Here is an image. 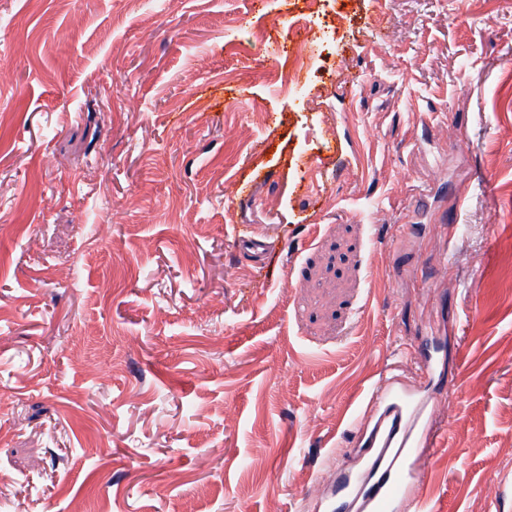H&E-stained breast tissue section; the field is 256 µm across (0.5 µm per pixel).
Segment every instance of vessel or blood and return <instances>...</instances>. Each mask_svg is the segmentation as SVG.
I'll return each instance as SVG.
<instances>
[{
	"instance_id": "1",
	"label": "vessel or blood",
	"mask_w": 512,
	"mask_h": 512,
	"mask_svg": "<svg viewBox=\"0 0 512 512\" xmlns=\"http://www.w3.org/2000/svg\"><path fill=\"white\" fill-rule=\"evenodd\" d=\"M368 403L376 422L359 466L319 477L314 498L321 512H396L404 501L413 512H427L419 492L423 476L413 469L414 459L431 445L421 407L410 393L384 381L373 387Z\"/></svg>"
}]
</instances>
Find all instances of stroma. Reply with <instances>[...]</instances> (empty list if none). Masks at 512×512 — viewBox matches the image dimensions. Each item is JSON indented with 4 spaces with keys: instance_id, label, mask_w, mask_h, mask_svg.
Segmentation results:
<instances>
[{
    "instance_id": "1",
    "label": "stroma",
    "mask_w": 512,
    "mask_h": 512,
    "mask_svg": "<svg viewBox=\"0 0 512 512\" xmlns=\"http://www.w3.org/2000/svg\"><path fill=\"white\" fill-rule=\"evenodd\" d=\"M301 7L0 0V512H305L384 378L512 512V0ZM334 35L335 32L332 29L325 30V28L318 27V30L315 31L314 28H306V35L300 48L288 51L281 58L283 62L277 61L278 64L272 71L273 84L292 91L302 75L309 70L311 60L322 56L325 48L334 40Z\"/></svg>"
}]
</instances>
